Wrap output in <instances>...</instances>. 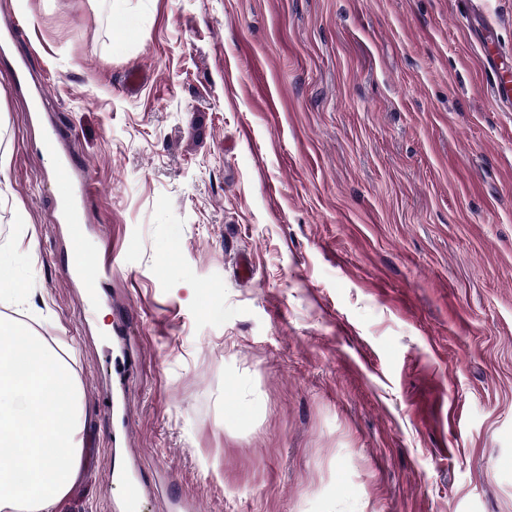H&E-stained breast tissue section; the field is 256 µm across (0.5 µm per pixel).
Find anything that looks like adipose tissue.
<instances>
[{"instance_id": "obj_1", "label": "adipose tissue", "mask_w": 512, "mask_h": 512, "mask_svg": "<svg viewBox=\"0 0 512 512\" xmlns=\"http://www.w3.org/2000/svg\"><path fill=\"white\" fill-rule=\"evenodd\" d=\"M82 417L69 360L0 316V512H57L79 476Z\"/></svg>"}]
</instances>
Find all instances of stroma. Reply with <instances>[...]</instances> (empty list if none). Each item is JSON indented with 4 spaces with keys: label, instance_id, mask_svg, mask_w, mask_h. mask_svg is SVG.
I'll return each mask as SVG.
<instances>
[{
    "label": "stroma",
    "instance_id": "1",
    "mask_svg": "<svg viewBox=\"0 0 512 512\" xmlns=\"http://www.w3.org/2000/svg\"><path fill=\"white\" fill-rule=\"evenodd\" d=\"M9 26L0 246L36 295L0 314L77 353L61 512H126L118 470L137 512H512L484 51L512 62V0H0ZM63 162L96 192L59 224ZM80 243L115 257L92 301Z\"/></svg>",
    "mask_w": 512,
    "mask_h": 512
}]
</instances>
